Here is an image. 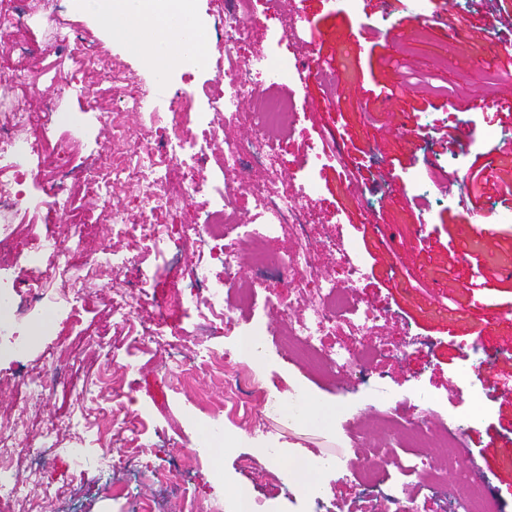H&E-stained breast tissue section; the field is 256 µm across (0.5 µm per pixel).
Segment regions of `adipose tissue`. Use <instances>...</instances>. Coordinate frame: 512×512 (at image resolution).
Returning a JSON list of instances; mask_svg holds the SVG:
<instances>
[{"label": "adipose tissue", "instance_id": "adipose-tissue-1", "mask_svg": "<svg viewBox=\"0 0 512 512\" xmlns=\"http://www.w3.org/2000/svg\"><path fill=\"white\" fill-rule=\"evenodd\" d=\"M79 7L111 36L139 51L149 67L158 71L168 68L174 47L182 44L177 18L189 13L187 5L172 11L155 0H79Z\"/></svg>", "mask_w": 512, "mask_h": 512}]
</instances>
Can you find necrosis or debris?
Returning <instances> with one entry per match:
<instances>
[{
    "label": "necrosis or debris",
    "instance_id": "4bbe7bcc",
    "mask_svg": "<svg viewBox=\"0 0 512 512\" xmlns=\"http://www.w3.org/2000/svg\"><path fill=\"white\" fill-rule=\"evenodd\" d=\"M247 0H229L224 10V31L219 39L209 45H202L195 39H188L178 62L180 78L186 86H193L197 72L211 57L224 62L226 89L223 95L207 99L210 119L207 123L211 138H218L224 123L234 121L242 103L253 98L257 87L263 83L295 88L299 62L278 55H265L258 59L242 57L239 43L245 34L243 13ZM56 42L70 55L79 59L83 67L101 69L104 77H111L115 70L109 57L99 48L88 45L82 36L73 34L67 27L56 30ZM171 134L163 144H139L125 148L115 119H108L111 136L107 142L109 150H127L128 155L107 173L93 172L85 176L81 185L87 196L101 199L102 215L111 224L118 239L124 241V249L106 248L101 258L92 267L93 272L123 276L126 282L138 281L139 270L130 253L143 242H150L153 250L160 255L168 254L175 239L191 240L197 249L212 251L214 258L223 260L226 267L247 266L259 273L252 279L245 291L247 304H256L259 290L263 286V272L285 268L293 273L299 283L298 292L308 302L301 313L288 320V342L303 349L320 367L337 374L362 372L365 364L362 356L348 343L337 344L331 351H323L322 338L335 333L337 327L347 326L351 335L361 336L374 330L380 320V312L371 306H362L350 298L353 284L362 275V266L353 247L341 243H319L308 231V203L316 190L314 182L307 178L297 179L292 192L275 190L260 191L255 197V206L263 215L268 229L288 232L301 240V251L288 257L273 258L259 253L234 252L222 246L224 233L220 230L219 215L234 211L236 194L232 187H225L219 210L208 211L201 224L176 226L173 224H131L127 221L124 206L113 204L112 191L116 185L132 187V200L143 212L151 213L166 207L169 184L167 175L172 167L183 169L181 189L185 196L194 198L209 193L205 179L197 174L202 159L193 153L191 141L185 137L184 129L192 121L194 108L186 95L170 98L168 101ZM61 120V115L52 107H44L40 114H33L27 96L21 95L11 103L7 123L0 124V217H6L21 208H46L54 211L65 210L68 204L66 189L62 180L47 175L43 180L41 195L33 196L17 189L14 181L5 178L8 170L26 167L32 160L43 154H56L60 160H67L69 150L66 144L53 140L50 132ZM257 162L273 168H283L286 159L280 146L263 136L255 137L248 146L236 143L224 145V167L239 170L245 163ZM47 250L56 259L53 264L43 265L39 256H31L27 280L14 286L13 295L5 299L6 306L20 305L24 310H42L46 300L63 309H76L82 302V289L70 288L57 297H50L47 283L56 277L58 271L73 265V257L65 251L55 238L45 242ZM334 253L343 274L342 279L322 278L314 275V257L317 251ZM225 284L211 279L205 268H194L183 295L188 307L194 309L199 318L211 323H231L233 311L224 305ZM16 378L28 389L24 402L17 405L12 419L0 422V469L6 468L13 458L20 454L21 443L28 434L27 410L30 404L43 400L52 383L51 373L17 372ZM436 414L431 407V397L425 391H418L408 405V414L397 420V436L412 443L422 436L439 431L443 450L437 454H414L397 460L391 459L384 448H370L363 459L367 469L379 471L389 462H396L398 477L387 485L383 497L386 512H402L411 478L422 475L437 476L462 469L463 461L452 450L454 432L452 427H436Z\"/></svg>",
    "mask_w": 512,
    "mask_h": 512
}]
</instances>
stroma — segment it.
Wrapping results in <instances>:
<instances>
[{"instance_id":"35a3bbf8","label":"stroma","mask_w":512,"mask_h":512,"mask_svg":"<svg viewBox=\"0 0 512 512\" xmlns=\"http://www.w3.org/2000/svg\"><path fill=\"white\" fill-rule=\"evenodd\" d=\"M27 10L30 83L23 89L0 80L1 124L7 121L11 99L23 91L33 110L48 104L70 115V122L54 127L52 137L70 144L75 171L92 154L103 166L112 164L97 145L102 111L121 113L131 142L155 144L169 135L164 115L124 109L131 90L153 82V72L139 54L109 38L74 0H27ZM436 13L467 18L464 39L450 44L432 20ZM64 20L91 32L119 64L122 79L78 71L54 40ZM510 24L512 19L498 13L496 0H393L387 9L378 0H358L354 7L347 0H273L269 5L252 0L243 54L269 52L282 28L300 26L295 55L313 69L334 71L336 88L308 81L293 100L291 131L267 130L288 161L280 171L256 163L239 173L224 168V142L248 144L258 128L253 104H244L239 119L225 124L220 143L210 142L200 122L186 127L187 137L206 159L200 174L213 192L228 185L237 191L235 220L227 224L224 241L243 252H297L301 243L293 235L262 239L264 219L254 198L267 188L290 191L296 165L311 146L324 147L329 158L313 172L310 234L356 249L364 275L353 294L382 310L372 337L385 346V354L361 375L330 376L303 358L272 349L259 363L240 358L223 374L204 365L183 377L146 334L157 328L195 341L200 320L181 302L188 270L205 266L212 277L222 279L231 272L208 252L189 246L183 249L184 261L176 263L143 245L138 254L148 270L147 286L157 290L162 306L140 302L131 319L120 318L113 300L124 282L103 276L84 280L85 300L76 321L54 315L50 329L42 332L38 315L14 319V332L31 335L32 345L17 357L0 355V411L8 412L25 398L24 389L9 382L15 371L49 369L56 381L28 418L33 442L50 434L49 454L38 465L16 456L12 477L34 493L53 490L47 512H128V496L154 494L155 469L170 459L187 458L193 471L183 475L181 484L194 512H229V494L239 486L250 489L257 512H335L340 504L353 512H383L379 486L333 471L319 478L318 498H302L300 488L282 478L278 462L256 455L260 440L250 435L248 423L263 424L286 453L348 452L353 436L375 431L402 457L408 447L388 434L386 417L403 415L401 397L424 389L470 450L468 480L452 477L446 486L412 492L405 506L412 512H454L455 493L472 483L485 488L499 512H512V397L492 394L484 382L474 388L455 379L472 363L482 364L500 381L512 377V223L502 221L512 210L495 188L498 182L512 181V64L499 54L496 35ZM478 94L492 100L493 111L469 108ZM445 130L462 136V144L443 146ZM336 153L346 166L333 161ZM475 162L492 167V185L481 196L469 182ZM415 172L425 183L419 191L405 185ZM453 176L461 177L462 184L445 193L441 183ZM168 181V207L156 214V223L201 222L206 197L183 196L179 168L171 169ZM96 216L93 203L74 187L66 213L23 212L13 227L32 252L48 236L65 238L82 263L109 243ZM471 220L493 225V239L461 234L460 224ZM295 292L291 273H268L264 303L253 315H236V324L255 316L275 332L287 331L288 314L278 301ZM299 384L333 411L330 426L292 424L269 415L268 400L287 397ZM382 387L400 395L387 408L377 399ZM118 401L145 409L140 440L119 433L106 416ZM214 424L223 427L224 435L213 450H201L200 433ZM75 448L95 458L131 454L136 464L126 470H94L77 481L71 458ZM246 456L253 457L252 467H242Z\"/></svg>"}]
</instances>
